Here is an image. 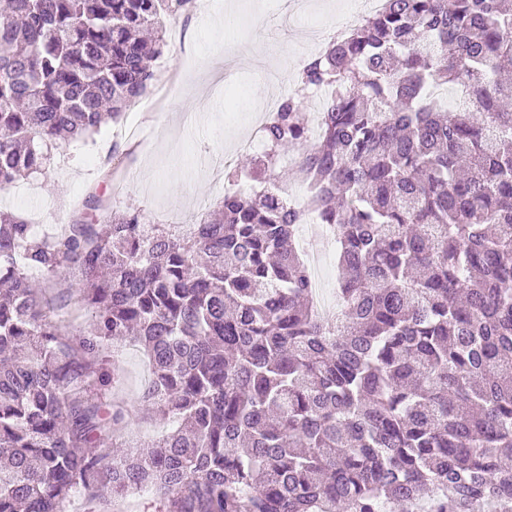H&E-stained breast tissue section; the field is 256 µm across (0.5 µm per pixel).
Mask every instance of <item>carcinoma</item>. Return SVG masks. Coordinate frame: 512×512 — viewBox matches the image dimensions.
<instances>
[{"mask_svg": "<svg viewBox=\"0 0 512 512\" xmlns=\"http://www.w3.org/2000/svg\"><path fill=\"white\" fill-rule=\"evenodd\" d=\"M195 4L4 0L0 190L145 97ZM511 67L512 0H387L302 62L229 173L256 188L217 216L152 224L94 189L36 239L0 213V512L148 486L153 512H512ZM290 176L300 207L274 196ZM307 214L336 225L339 321L297 246ZM85 306L75 338L55 313ZM126 341L167 427L116 456L105 345Z\"/></svg>", "mask_w": 512, "mask_h": 512, "instance_id": "cac0c4a2", "label": "carcinoma"}]
</instances>
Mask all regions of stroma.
Here are the masks:
<instances>
[{"label":"stroma","instance_id":"obj_1","mask_svg":"<svg viewBox=\"0 0 512 512\" xmlns=\"http://www.w3.org/2000/svg\"><path fill=\"white\" fill-rule=\"evenodd\" d=\"M285 0H203L190 20L171 22L181 40L171 41L157 62L155 103L135 104L119 126H105L95 140L58 157L47 175L0 190V208L27 218L37 233L54 231L81 208L87 193L105 191L114 209H138L154 223L191 216L196 204L220 201L228 187L208 160L236 152L257 117L259 104L283 96L292 82L272 75L300 63L320 40L319 26L344 11L346 0H306L305 9L276 33L258 17H277ZM123 152L109 157L113 140ZM150 367L132 344L121 348L119 378L107 400H121L134 418L123 433L148 440L160 425L137 418Z\"/></svg>","mask_w":512,"mask_h":512}]
</instances>
